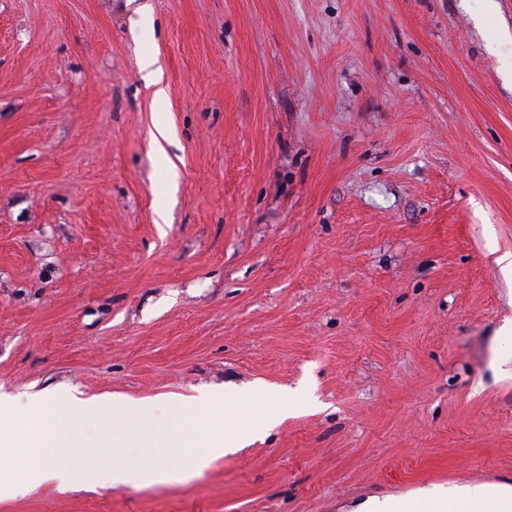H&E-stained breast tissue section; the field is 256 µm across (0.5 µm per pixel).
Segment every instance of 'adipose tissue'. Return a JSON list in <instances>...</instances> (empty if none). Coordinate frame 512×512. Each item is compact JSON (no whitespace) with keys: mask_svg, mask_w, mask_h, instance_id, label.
Instances as JSON below:
<instances>
[{"mask_svg":"<svg viewBox=\"0 0 512 512\" xmlns=\"http://www.w3.org/2000/svg\"><path fill=\"white\" fill-rule=\"evenodd\" d=\"M210 401L212 410L185 412L174 428L182 447L192 448L197 442H204L206 453L193 460L198 469L205 468L213 459L235 452L246 441V434L237 427L233 413L222 410L223 405L237 404L236 389H225L223 394L211 396ZM158 408L154 400H133L119 395L82 398L70 393L60 402L40 407L39 413L58 423L69 416H79L95 427V447L122 448L126 445V436L111 427V419L135 420L145 433L152 435L159 427ZM36 454V461L27 468L26 480L1 485L0 496L24 495L31 484L47 480L59 481L64 487L75 482L118 487L162 483L172 475L168 469L139 470L122 466L109 469L87 466L78 471L63 465L46 467L40 462L44 449H37ZM353 512H512V485L490 484L480 491L459 484L426 486L399 498H367Z\"/></svg>","mask_w":512,"mask_h":512,"instance_id":"1","label":"adipose tissue"}]
</instances>
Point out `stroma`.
I'll return each instance as SVG.
<instances>
[{
	"label": "stroma",
	"instance_id": "stroma-1",
	"mask_svg": "<svg viewBox=\"0 0 512 512\" xmlns=\"http://www.w3.org/2000/svg\"><path fill=\"white\" fill-rule=\"evenodd\" d=\"M506 252L512 0H0V398L173 415L233 384L247 421L258 385L294 393L181 479L49 481L0 512H348L511 483ZM126 426L103 467L193 454Z\"/></svg>",
	"mask_w": 512,
	"mask_h": 512
}]
</instances>
